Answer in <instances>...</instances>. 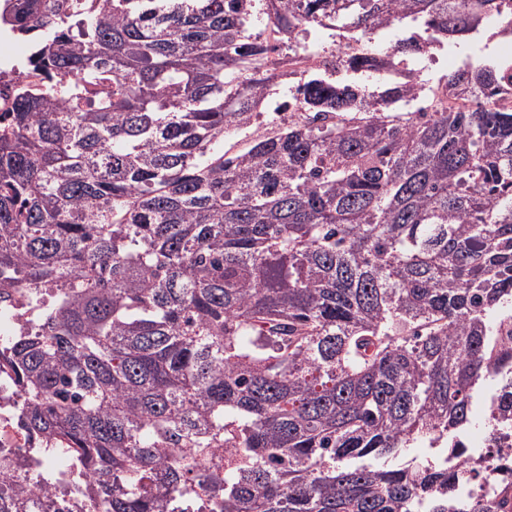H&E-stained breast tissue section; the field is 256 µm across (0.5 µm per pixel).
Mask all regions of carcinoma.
Returning <instances> with one entry per match:
<instances>
[{"label":"carcinoma","instance_id":"carcinoma-1","mask_svg":"<svg viewBox=\"0 0 512 512\" xmlns=\"http://www.w3.org/2000/svg\"><path fill=\"white\" fill-rule=\"evenodd\" d=\"M261 20L353 45L255 134ZM491 20L512 0H4L42 87L0 125V369L43 464L0 456V512H492L454 491L490 460L408 451L512 430L508 63L429 112L384 75Z\"/></svg>","mask_w":512,"mask_h":512}]
</instances>
